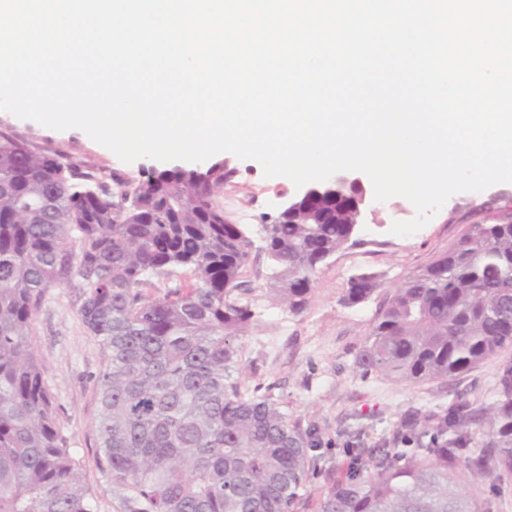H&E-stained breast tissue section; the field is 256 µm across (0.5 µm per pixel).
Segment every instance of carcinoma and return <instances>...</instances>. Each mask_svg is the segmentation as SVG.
Here are the masks:
<instances>
[{"mask_svg":"<svg viewBox=\"0 0 512 512\" xmlns=\"http://www.w3.org/2000/svg\"><path fill=\"white\" fill-rule=\"evenodd\" d=\"M236 169H144L108 183L0 133V512H97L58 423L32 326L48 289L76 292L103 347L96 378L97 469L117 512H299L321 457L317 428L292 422L269 393L234 376L253 321L242 273L254 241L224 220ZM351 189L261 227L277 299L308 304L320 265L354 240ZM183 274L158 296L154 277ZM379 284L350 277L357 305ZM512 348V222L473 224L447 252L384 294L356 357L363 374L419 382L462 374ZM486 443L467 455L472 426ZM455 438L444 439L448 432ZM393 447H346L313 512H485L482 492L512 477V360L495 399L473 411L408 416Z\"/></svg>","mask_w":512,"mask_h":512,"instance_id":"1","label":"carcinoma"}]
</instances>
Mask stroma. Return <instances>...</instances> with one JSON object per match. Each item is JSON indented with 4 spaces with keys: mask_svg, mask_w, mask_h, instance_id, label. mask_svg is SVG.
Wrapping results in <instances>:
<instances>
[{
    "mask_svg": "<svg viewBox=\"0 0 512 512\" xmlns=\"http://www.w3.org/2000/svg\"><path fill=\"white\" fill-rule=\"evenodd\" d=\"M28 141L43 152L58 151L69 161L97 165L105 176H135L152 167L151 159L122 162L109 149L83 131H57L0 111V132ZM237 171L235 187L226 189L220 202L239 224L259 228L263 214H275L283 193L294 192L288 178L264 177L261 166L226 154ZM512 208V183L481 192L453 195L418 232L391 234L393 222L415 215L401 197L369 205L354 245L342 249L321 265L314 278L307 307L288 310L272 291L271 270L263 255H252L243 272L253 301L255 322L242 337L243 376L247 386L270 389L281 409L301 424L318 427L321 458L307 494L315 496L327 472L343 473L344 448L357 441L373 448L391 441L409 414L443 412L459 402L477 409L494 399L501 360H512V348L463 374L444 380L398 382L355 368L357 353L376 316L378 301L348 306L344 294L348 280L359 273L374 275L381 291L402 284L407 277L448 251L471 225L493 223L498 213ZM36 354L58 408L59 424L79 460L85 485L97 499V512H115L112 496L101 482L96 464L99 414L95 379L105 362L98 340L77 314L72 289H49L34 325Z\"/></svg>",
    "mask_w": 512,
    "mask_h": 512,
    "instance_id": "1",
    "label": "stroma"
}]
</instances>
